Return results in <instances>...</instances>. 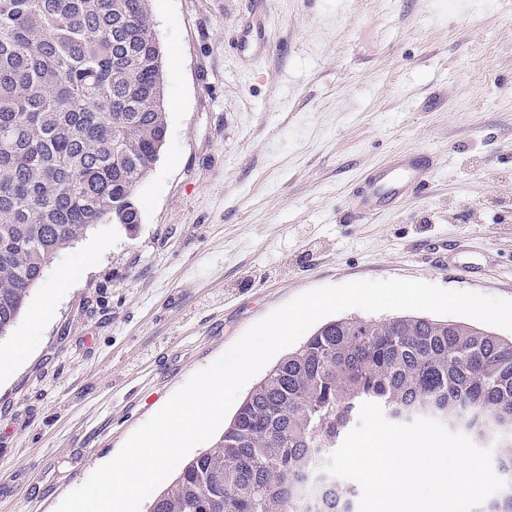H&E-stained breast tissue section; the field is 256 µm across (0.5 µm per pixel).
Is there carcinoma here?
I'll return each instance as SVG.
<instances>
[{
	"instance_id": "carcinoma-1",
	"label": "carcinoma",
	"mask_w": 512,
	"mask_h": 512,
	"mask_svg": "<svg viewBox=\"0 0 512 512\" xmlns=\"http://www.w3.org/2000/svg\"><path fill=\"white\" fill-rule=\"evenodd\" d=\"M150 0H0V337L55 255L98 224H140L167 132ZM498 448L512 512V338L418 316L344 317L281 358L147 512H352L323 470L360 404Z\"/></svg>"
}]
</instances>
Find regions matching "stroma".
<instances>
[{
	"label": "stroma",
	"mask_w": 512,
	"mask_h": 512,
	"mask_svg": "<svg viewBox=\"0 0 512 512\" xmlns=\"http://www.w3.org/2000/svg\"><path fill=\"white\" fill-rule=\"evenodd\" d=\"M167 133L135 233L58 252L0 351V512H55L253 324L303 292L421 280L512 299V0H151ZM394 155L425 190L368 221ZM40 326L31 316L46 299ZM431 166L428 158L394 159L371 172L353 189L365 202L360 214L373 216L410 190H422Z\"/></svg>",
	"instance_id": "stroma-1"
}]
</instances>
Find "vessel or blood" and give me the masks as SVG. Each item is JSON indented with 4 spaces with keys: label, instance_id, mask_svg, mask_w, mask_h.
Returning <instances> with one entry per match:
<instances>
[{
    "label": "vessel or blood",
    "instance_id": "1",
    "mask_svg": "<svg viewBox=\"0 0 512 512\" xmlns=\"http://www.w3.org/2000/svg\"><path fill=\"white\" fill-rule=\"evenodd\" d=\"M431 162L429 159H394L376 169L358 183L353 193L364 200L363 214L375 215L412 190L426 185Z\"/></svg>",
    "mask_w": 512,
    "mask_h": 512
}]
</instances>
